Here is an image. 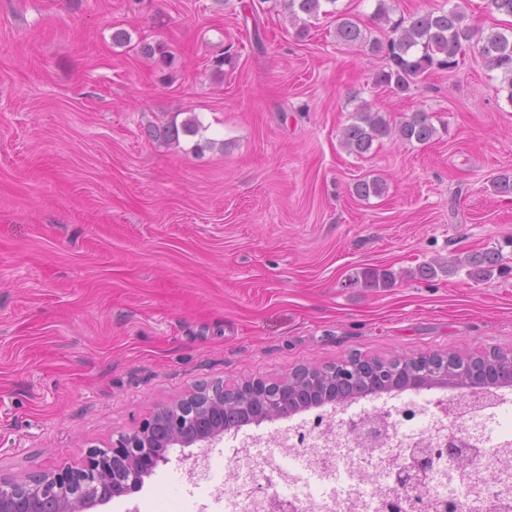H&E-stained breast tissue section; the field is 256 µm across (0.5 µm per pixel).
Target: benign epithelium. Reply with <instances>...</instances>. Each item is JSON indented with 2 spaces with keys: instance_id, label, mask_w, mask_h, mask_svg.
Instances as JSON below:
<instances>
[{
  "instance_id": "obj_1",
  "label": "benign epithelium",
  "mask_w": 512,
  "mask_h": 512,
  "mask_svg": "<svg viewBox=\"0 0 512 512\" xmlns=\"http://www.w3.org/2000/svg\"><path fill=\"white\" fill-rule=\"evenodd\" d=\"M288 387L286 381L277 384L257 379L233 389L223 390L232 402L249 396L274 394L280 410L269 418L287 414ZM224 406V399L213 398L204 387L173 405L156 408L132 432L120 436L107 449H92L78 467L54 472H37L22 481L0 479V512H45L46 501L56 503L55 512H86L99 504L141 486L168 457L150 448L152 433L166 434L164 446L182 448L209 443L224 437V428L207 423L210 409ZM389 424L388 418L379 416L366 430L364 449L370 453L382 443L380 429ZM433 458L425 448H409L404 465L397 471L393 483L398 488H411L420 493L425 488L426 474Z\"/></svg>"
}]
</instances>
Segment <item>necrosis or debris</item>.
<instances>
[{
  "label": "necrosis or debris",
  "instance_id": "4bbe7bcc",
  "mask_svg": "<svg viewBox=\"0 0 512 512\" xmlns=\"http://www.w3.org/2000/svg\"><path fill=\"white\" fill-rule=\"evenodd\" d=\"M467 396L442 400L438 415L424 420V406L408 400L394 408L392 429L383 439L379 455L360 453L361 435L347 419L327 426L316 415L310 427L295 426L280 432L267 457L253 459L250 446L240 443L233 465L256 460L265 490L237 489L225 495L224 512H272L279 502L302 507L304 512H388L397 491L391 482L403 452L430 443L433 472L426 493L413 499L410 512H436L435 507L454 500L458 512H489L487 492L497 489L512 501V436L493 435L481 413L468 410ZM468 433L486 448V458L472 462L467 481H459L454 467L453 444Z\"/></svg>",
  "mask_w": 512,
  "mask_h": 512
}]
</instances>
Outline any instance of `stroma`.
I'll use <instances>...</instances> for the list:
<instances>
[{
    "label": "stroma",
    "mask_w": 512,
    "mask_h": 512,
    "mask_svg": "<svg viewBox=\"0 0 512 512\" xmlns=\"http://www.w3.org/2000/svg\"><path fill=\"white\" fill-rule=\"evenodd\" d=\"M380 65L333 15L300 34L282 0H0V478L78 465L202 384L512 351V273H421L496 246L512 258V194L492 186L512 175V94L473 48L403 94L375 85ZM363 104L427 112L437 133L349 153L340 131ZM191 116L197 135L153 137ZM373 177L385 194L357 197ZM368 268L395 284L356 283ZM309 417L226 432L213 459ZM199 453L168 449L91 512L239 487L188 482Z\"/></svg>",
    "instance_id": "1"
}]
</instances>
